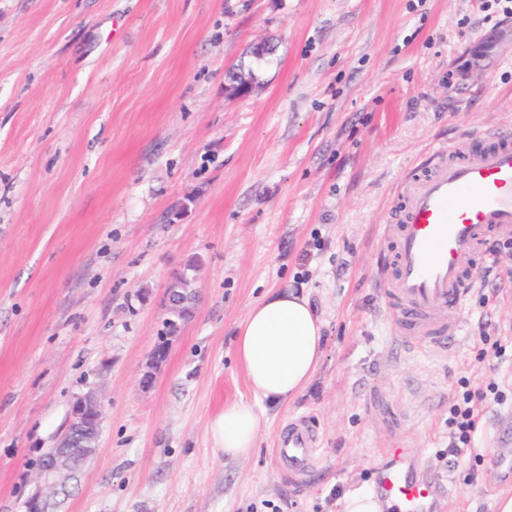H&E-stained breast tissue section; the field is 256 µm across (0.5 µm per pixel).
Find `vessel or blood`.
<instances>
[{
	"mask_svg": "<svg viewBox=\"0 0 512 512\" xmlns=\"http://www.w3.org/2000/svg\"><path fill=\"white\" fill-rule=\"evenodd\" d=\"M481 148L435 150L430 166L402 185L395 223L384 225L381 297L396 311V337L447 349L463 330L462 311L496 257L489 237L512 239V136L481 134ZM316 440L292 424L280 449L294 471L309 465ZM384 512H444L422 464L392 448L373 479Z\"/></svg>",
	"mask_w": 512,
	"mask_h": 512,
	"instance_id": "vessel-or-blood-1",
	"label": "vessel or blood"
}]
</instances>
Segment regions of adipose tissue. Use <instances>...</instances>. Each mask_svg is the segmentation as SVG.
<instances>
[{
  "mask_svg": "<svg viewBox=\"0 0 512 512\" xmlns=\"http://www.w3.org/2000/svg\"><path fill=\"white\" fill-rule=\"evenodd\" d=\"M235 359L244 371L251 399L225 403L208 422L214 448L243 460L257 446L264 416L256 400L281 405L314 378L323 357V324L304 292L270 289L252 304L239 325Z\"/></svg>",
  "mask_w": 512,
  "mask_h": 512,
  "instance_id": "ef3b65f1",
  "label": "adipose tissue"
}]
</instances>
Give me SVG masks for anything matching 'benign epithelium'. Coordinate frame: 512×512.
Segmentation results:
<instances>
[{
  "label": "benign epithelium",
  "mask_w": 512,
  "mask_h": 512,
  "mask_svg": "<svg viewBox=\"0 0 512 512\" xmlns=\"http://www.w3.org/2000/svg\"><path fill=\"white\" fill-rule=\"evenodd\" d=\"M167 312L170 321L178 322L193 313L178 299L176 289H168ZM104 414V402L94 392L76 398L72 405L68 428L35 472L38 493L27 503L28 512H46L47 501L56 494L57 487L73 478L76 471L73 449L79 448L91 455L98 447V438Z\"/></svg>",
  "instance_id": "benign-epithelium-1"
}]
</instances>
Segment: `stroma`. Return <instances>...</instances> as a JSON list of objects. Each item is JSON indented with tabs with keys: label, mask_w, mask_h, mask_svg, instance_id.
<instances>
[{
	"label": "stroma",
	"mask_w": 512,
	"mask_h": 512,
	"mask_svg": "<svg viewBox=\"0 0 512 512\" xmlns=\"http://www.w3.org/2000/svg\"><path fill=\"white\" fill-rule=\"evenodd\" d=\"M486 127L512 134V23L480 0H0V512H25L32 461L92 388L100 446L49 512H345L398 447L447 512H495L512 399L479 403L478 463L449 461L448 408L464 377L512 392V360L481 353L512 340V242L488 241L444 352L398 343L373 284L403 182ZM191 261L195 312L140 388ZM286 286L323 360L225 458L207 425L250 395L237 329ZM303 418L319 449L297 476L278 448Z\"/></svg>",
	"instance_id": "obj_1"
}]
</instances>
